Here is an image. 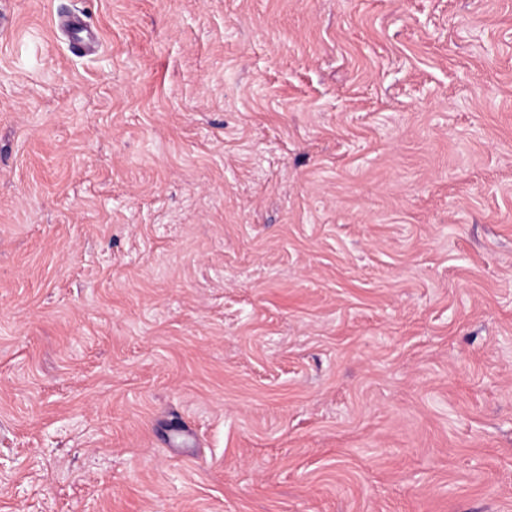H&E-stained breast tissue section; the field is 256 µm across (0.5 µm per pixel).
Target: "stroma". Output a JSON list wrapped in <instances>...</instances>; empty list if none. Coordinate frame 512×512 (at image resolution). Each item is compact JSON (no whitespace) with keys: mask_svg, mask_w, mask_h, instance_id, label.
Wrapping results in <instances>:
<instances>
[{"mask_svg":"<svg viewBox=\"0 0 512 512\" xmlns=\"http://www.w3.org/2000/svg\"><path fill=\"white\" fill-rule=\"evenodd\" d=\"M1 17L0 512H512V0Z\"/></svg>","mask_w":512,"mask_h":512,"instance_id":"35a3bbf8","label":"stroma"}]
</instances>
